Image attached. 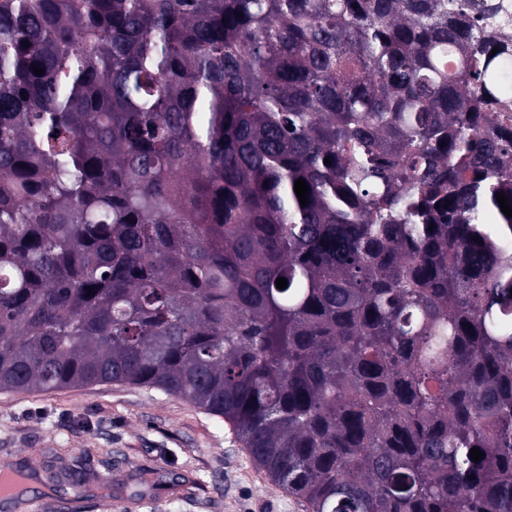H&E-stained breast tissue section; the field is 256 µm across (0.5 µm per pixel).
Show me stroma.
I'll use <instances>...</instances> for the list:
<instances>
[{
    "instance_id": "1",
    "label": "stroma",
    "mask_w": 512,
    "mask_h": 512,
    "mask_svg": "<svg viewBox=\"0 0 512 512\" xmlns=\"http://www.w3.org/2000/svg\"><path fill=\"white\" fill-rule=\"evenodd\" d=\"M0 512H306L224 419L164 392L96 384L0 391Z\"/></svg>"
}]
</instances>
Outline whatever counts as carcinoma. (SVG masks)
<instances>
[{"mask_svg": "<svg viewBox=\"0 0 512 512\" xmlns=\"http://www.w3.org/2000/svg\"><path fill=\"white\" fill-rule=\"evenodd\" d=\"M510 28L0 0V390L159 389L308 512H512Z\"/></svg>", "mask_w": 512, "mask_h": 512, "instance_id": "cac0c4a2", "label": "carcinoma"}]
</instances>
